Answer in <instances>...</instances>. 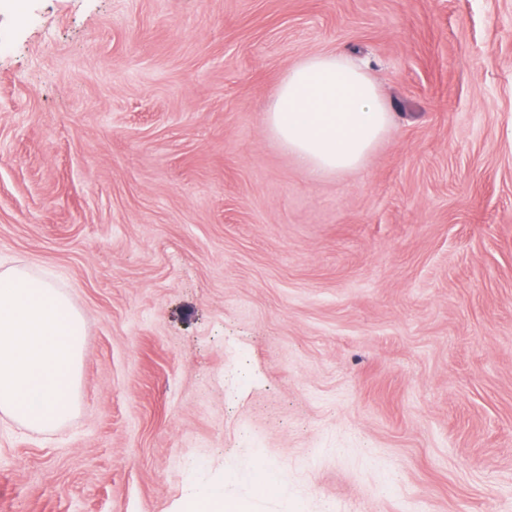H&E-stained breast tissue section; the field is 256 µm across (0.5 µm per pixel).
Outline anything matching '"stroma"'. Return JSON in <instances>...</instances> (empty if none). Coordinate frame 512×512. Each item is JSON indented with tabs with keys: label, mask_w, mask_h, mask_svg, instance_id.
<instances>
[{
	"label": "stroma",
	"mask_w": 512,
	"mask_h": 512,
	"mask_svg": "<svg viewBox=\"0 0 512 512\" xmlns=\"http://www.w3.org/2000/svg\"><path fill=\"white\" fill-rule=\"evenodd\" d=\"M330 52L394 122L316 175L265 111ZM0 261L86 321L0 512H512V0H0ZM193 512H244L243 508L236 502L226 499L224 492L212 490L205 498L198 500Z\"/></svg>",
	"instance_id": "1"
}]
</instances>
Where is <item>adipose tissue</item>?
I'll return each instance as SVG.
<instances>
[{"mask_svg":"<svg viewBox=\"0 0 512 512\" xmlns=\"http://www.w3.org/2000/svg\"><path fill=\"white\" fill-rule=\"evenodd\" d=\"M392 121L373 78L337 53L294 65L266 110L273 137L315 174L360 167Z\"/></svg>","mask_w":512,"mask_h":512,"instance_id":"adipose-tissue-1","label":"adipose tissue"}]
</instances>
